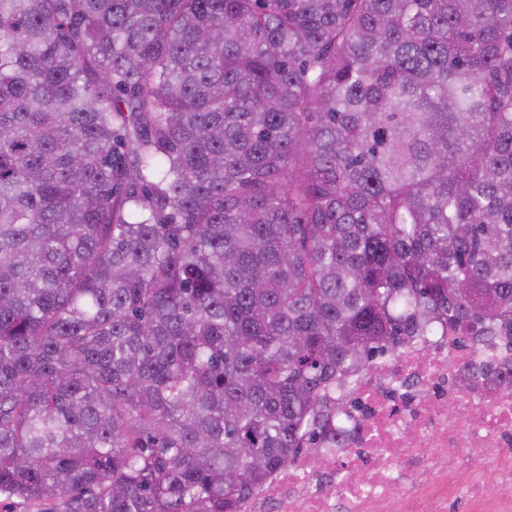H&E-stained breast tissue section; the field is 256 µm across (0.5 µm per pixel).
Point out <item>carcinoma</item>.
<instances>
[{
	"mask_svg": "<svg viewBox=\"0 0 512 512\" xmlns=\"http://www.w3.org/2000/svg\"><path fill=\"white\" fill-rule=\"evenodd\" d=\"M441 332L512 342V0H0V493L239 512Z\"/></svg>",
	"mask_w": 512,
	"mask_h": 512,
	"instance_id": "obj_1",
	"label": "carcinoma"
}]
</instances>
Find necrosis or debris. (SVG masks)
<instances>
[{"label": "necrosis or debris", "mask_w": 512, "mask_h": 512, "mask_svg": "<svg viewBox=\"0 0 512 512\" xmlns=\"http://www.w3.org/2000/svg\"><path fill=\"white\" fill-rule=\"evenodd\" d=\"M475 355L458 337L430 336L359 374L343 426L350 472L332 453L302 459L274 473L243 512H374L382 500L388 512H512V390L483 381L455 393L453 411L440 398ZM459 447L465 455L449 460Z\"/></svg>", "instance_id": "obj_1"}]
</instances>
